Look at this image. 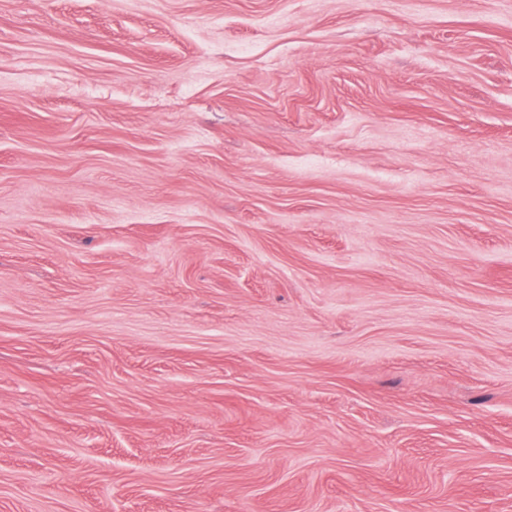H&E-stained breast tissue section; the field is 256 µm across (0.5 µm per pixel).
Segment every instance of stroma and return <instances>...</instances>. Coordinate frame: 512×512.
Here are the masks:
<instances>
[{"label":"stroma","instance_id":"35a3bbf8","mask_svg":"<svg viewBox=\"0 0 512 512\" xmlns=\"http://www.w3.org/2000/svg\"><path fill=\"white\" fill-rule=\"evenodd\" d=\"M0 512H512V0H0Z\"/></svg>","mask_w":512,"mask_h":512}]
</instances>
